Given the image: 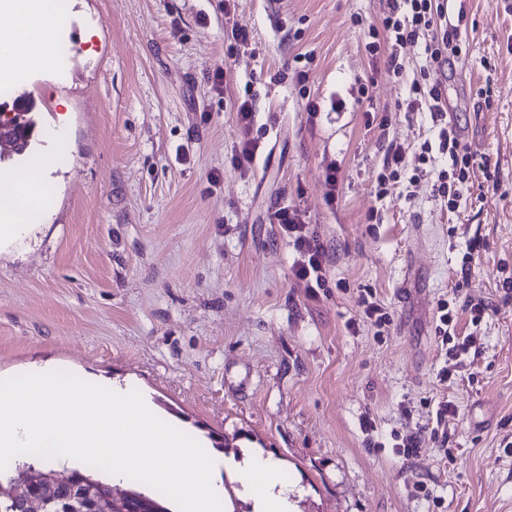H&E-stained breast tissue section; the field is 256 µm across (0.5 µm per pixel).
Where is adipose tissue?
I'll return each instance as SVG.
<instances>
[{
    "label": "adipose tissue",
    "mask_w": 512,
    "mask_h": 512,
    "mask_svg": "<svg viewBox=\"0 0 512 512\" xmlns=\"http://www.w3.org/2000/svg\"><path fill=\"white\" fill-rule=\"evenodd\" d=\"M0 11L15 18L10 28L0 29V58L33 68L57 58L59 46L43 20L31 13L28 0H0ZM50 164V159L41 158L22 176L0 177V244L32 231L25 218L42 209L47 188L44 172ZM233 467L242 474L244 493L252 500L254 512H293L296 489L281 479L280 460L250 450Z\"/></svg>",
    "instance_id": "obj_1"
}]
</instances>
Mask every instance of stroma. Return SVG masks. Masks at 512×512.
<instances>
[{"instance_id":"35a3bbf8","label":"stroma","mask_w":512,"mask_h":512,"mask_svg":"<svg viewBox=\"0 0 512 512\" xmlns=\"http://www.w3.org/2000/svg\"><path fill=\"white\" fill-rule=\"evenodd\" d=\"M64 2L66 54L0 67V113L26 92L37 120L29 150L0 171L57 159L40 226L0 248V378L52 363L132 383L222 457L280 458L301 490L296 512H512V290L500 286L512 278V0H454L448 13L462 38L448 118L474 156L453 209L433 192L448 157L419 161L436 140L429 110L395 108L420 47L406 49L399 82L367 49L383 0ZM245 100L260 150L240 167ZM393 142L416 178L410 201L374 195ZM282 207L329 251L316 296L291 277L294 251L272 222ZM474 236L483 247L462 265ZM364 288L392 318L383 337L358 304ZM442 299L459 311L469 365L440 353ZM471 300L487 306L477 325ZM444 366L453 386L438 381ZM444 397L459 407L447 447L397 454L395 437Z\"/></svg>"}]
</instances>
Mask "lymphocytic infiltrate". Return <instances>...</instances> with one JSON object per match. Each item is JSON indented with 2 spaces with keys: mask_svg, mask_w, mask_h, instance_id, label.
<instances>
[{
  "mask_svg": "<svg viewBox=\"0 0 512 512\" xmlns=\"http://www.w3.org/2000/svg\"><path fill=\"white\" fill-rule=\"evenodd\" d=\"M382 17V43L370 44L371 52L385 51L386 67L394 76H401V54L406 47L421 45L425 63L419 75L410 84L407 111L428 106L437 129L439 149L452 162L451 172H440L436 180L438 197L455 204L457 187L466 183L473 160L454 126L447 121V104L442 88L448 80V72L459 59L461 31L459 27L445 24V10L441 0H385ZM274 217L291 243L296 257L292 275L303 285L308 295H315L324 287L329 255L325 245L310 232L298 211L280 208Z\"/></svg>",
  "mask_w": 512,
  "mask_h": 512,
  "instance_id": "1",
  "label": "lymphocytic infiltrate"
}]
</instances>
